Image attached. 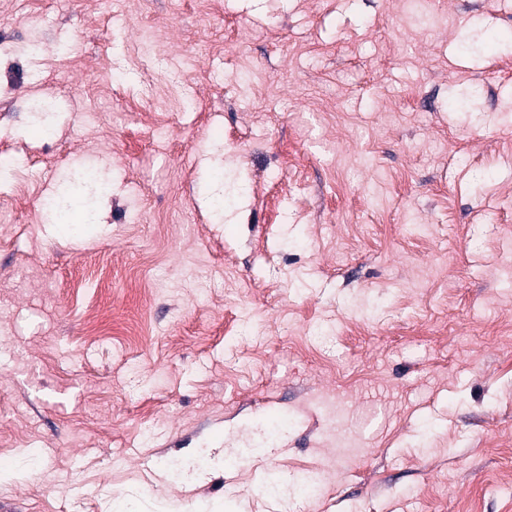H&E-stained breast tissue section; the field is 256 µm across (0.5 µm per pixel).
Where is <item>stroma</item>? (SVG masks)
Wrapping results in <instances>:
<instances>
[{
  "mask_svg": "<svg viewBox=\"0 0 512 512\" xmlns=\"http://www.w3.org/2000/svg\"><path fill=\"white\" fill-rule=\"evenodd\" d=\"M510 36L512 0H0V512H512ZM89 162L96 223L49 222Z\"/></svg>",
  "mask_w": 512,
  "mask_h": 512,
  "instance_id": "1",
  "label": "stroma"
}]
</instances>
